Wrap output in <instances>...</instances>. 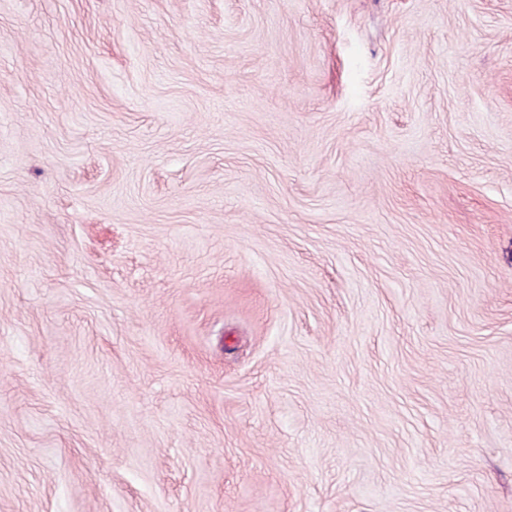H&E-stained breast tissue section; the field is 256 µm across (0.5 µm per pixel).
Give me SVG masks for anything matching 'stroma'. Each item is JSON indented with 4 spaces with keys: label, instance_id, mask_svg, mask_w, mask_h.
<instances>
[{
    "label": "stroma",
    "instance_id": "obj_1",
    "mask_svg": "<svg viewBox=\"0 0 512 512\" xmlns=\"http://www.w3.org/2000/svg\"><path fill=\"white\" fill-rule=\"evenodd\" d=\"M0 512H512V0H0Z\"/></svg>",
    "mask_w": 512,
    "mask_h": 512
}]
</instances>
